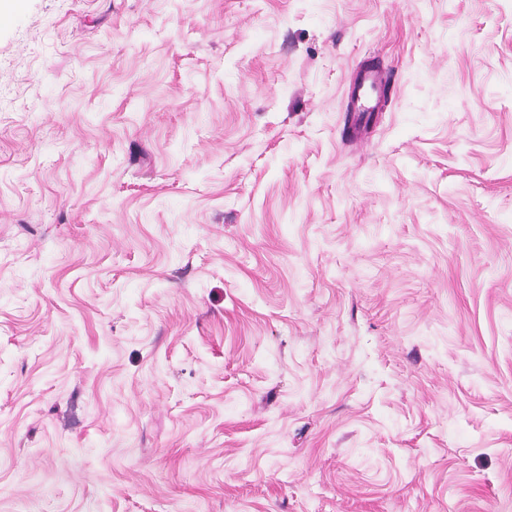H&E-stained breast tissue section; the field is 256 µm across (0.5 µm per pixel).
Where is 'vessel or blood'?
Masks as SVG:
<instances>
[{"mask_svg":"<svg viewBox=\"0 0 512 512\" xmlns=\"http://www.w3.org/2000/svg\"><path fill=\"white\" fill-rule=\"evenodd\" d=\"M391 71L376 60L362 62L350 84L345 106L343 133L346 138L364 140L369 124L391 89Z\"/></svg>","mask_w":512,"mask_h":512,"instance_id":"b4317fda","label":"vessel or blood"}]
</instances>
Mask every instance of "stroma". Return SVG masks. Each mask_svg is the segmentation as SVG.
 <instances>
[{
	"label": "stroma",
	"instance_id": "35a3bbf8",
	"mask_svg": "<svg viewBox=\"0 0 512 512\" xmlns=\"http://www.w3.org/2000/svg\"><path fill=\"white\" fill-rule=\"evenodd\" d=\"M0 512H512V0H0ZM391 71L375 59L362 62L350 84L343 134L362 142L375 113L380 112L391 89Z\"/></svg>",
	"mask_w": 512,
	"mask_h": 512
}]
</instances>
